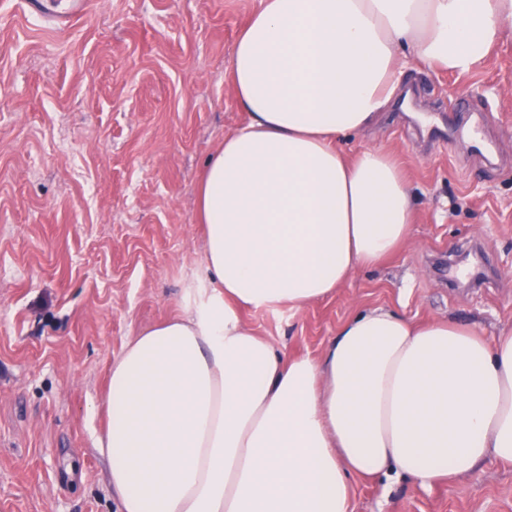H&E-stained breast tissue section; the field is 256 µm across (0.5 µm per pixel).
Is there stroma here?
<instances>
[{
	"mask_svg": "<svg viewBox=\"0 0 512 512\" xmlns=\"http://www.w3.org/2000/svg\"><path fill=\"white\" fill-rule=\"evenodd\" d=\"M260 0H98L65 30L0 0V512H115L97 448L112 363L207 279L196 189L248 122L229 80ZM499 164L429 140L467 90ZM389 149L416 201L412 236L294 311L244 323L320 356L356 312L512 331V36L466 74L412 61L346 155ZM352 512H512V464L422 488L355 477Z\"/></svg>",
	"mask_w": 512,
	"mask_h": 512,
	"instance_id": "obj_1",
	"label": "stroma"
}]
</instances>
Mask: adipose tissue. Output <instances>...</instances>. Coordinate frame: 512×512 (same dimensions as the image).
I'll list each match as a JSON object with an SVG mask.
<instances>
[{
  "label": "adipose tissue",
  "mask_w": 512,
  "mask_h": 512,
  "mask_svg": "<svg viewBox=\"0 0 512 512\" xmlns=\"http://www.w3.org/2000/svg\"><path fill=\"white\" fill-rule=\"evenodd\" d=\"M512 0H262L233 49L248 124L204 169L197 207L216 290L113 362L98 448L117 512H351L352 475L426 487L512 462V332L386 308L291 356L241 308L302 310L410 237L392 153L354 156L408 59L469 72Z\"/></svg>",
  "instance_id": "obj_1"
}]
</instances>
